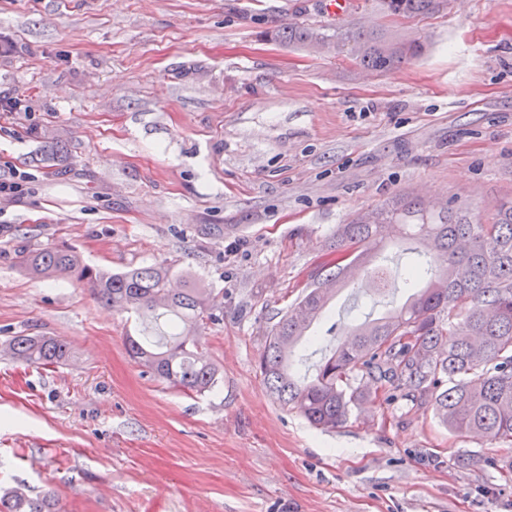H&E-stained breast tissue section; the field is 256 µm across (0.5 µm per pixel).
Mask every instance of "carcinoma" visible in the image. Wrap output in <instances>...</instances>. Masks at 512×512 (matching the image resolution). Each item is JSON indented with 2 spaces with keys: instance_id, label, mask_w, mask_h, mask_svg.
<instances>
[{
  "instance_id": "carcinoma-1",
  "label": "carcinoma",
  "mask_w": 512,
  "mask_h": 512,
  "mask_svg": "<svg viewBox=\"0 0 512 512\" xmlns=\"http://www.w3.org/2000/svg\"><path fill=\"white\" fill-rule=\"evenodd\" d=\"M448 0H376L380 13L413 18L434 14ZM274 39L316 53L350 52L365 67L385 72L419 55L416 40H389L357 23L328 35L307 24L283 28ZM397 228L399 242L423 246L424 261L405 269L411 290L398 307L357 324L350 340L335 345L314 379L297 376L292 356L305 342L339 288L348 284L351 267L361 265L367 278L385 285L374 265L387 246L385 231ZM336 252L352 261L328 264L329 272L308 284L294 305L271 328L259 361L263 381L280 405L329 430L349 415L361 396L378 392L432 398L435 415L449 430L512 441V200L496 205L492 224H475L450 207L419 203L382 208L340 225ZM25 271L38 278L67 277L88 288L105 306L148 313L155 325L168 323L155 339L128 336L129 355L155 379L184 394H201L218 382V368L196 336L218 319L206 288L170 287L172 273L144 266L106 274L83 263L75 250L50 246L22 252ZM464 316L456 328L453 320ZM0 351L28 365L54 366L70 349L60 336H13ZM0 512H54L51 496L30 497L6 491Z\"/></svg>"
}]
</instances>
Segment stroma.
I'll return each mask as SVG.
<instances>
[{
	"label": "stroma",
	"instance_id": "obj_1",
	"mask_svg": "<svg viewBox=\"0 0 512 512\" xmlns=\"http://www.w3.org/2000/svg\"><path fill=\"white\" fill-rule=\"evenodd\" d=\"M0 0V342L60 336L61 366L0 354V489L58 512H512V442L448 431L431 399L362 398L325 432L267 392L271 327L334 261L336 232L398 199L490 223L512 199V0H449L391 20L373 0ZM349 21L425 52L378 72L345 53L267 40L286 22ZM72 247L91 267L161 265L209 289L201 328L219 370L186 395L145 373L127 335L146 319L66 278H33L24 250ZM395 246L299 346V376L367 314L409 294ZM24 178L25 176L18 171L0 176V200L17 202L23 197L21 180Z\"/></svg>",
	"mask_w": 512,
	"mask_h": 512
}]
</instances>
